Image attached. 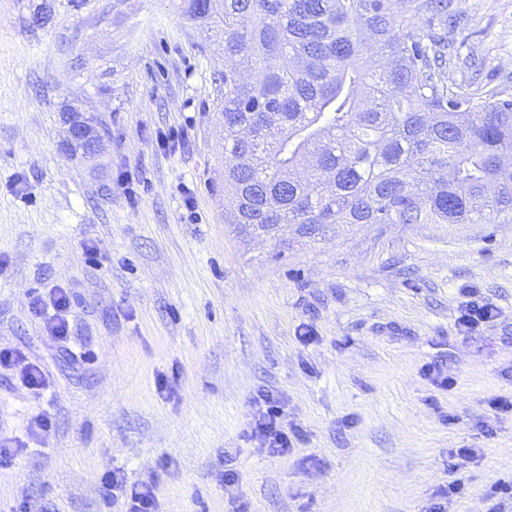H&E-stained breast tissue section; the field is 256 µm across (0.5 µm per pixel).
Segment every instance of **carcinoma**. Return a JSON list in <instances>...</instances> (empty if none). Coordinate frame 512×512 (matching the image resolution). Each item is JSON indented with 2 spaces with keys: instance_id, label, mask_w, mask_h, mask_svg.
<instances>
[{
  "instance_id": "carcinoma-1",
  "label": "carcinoma",
  "mask_w": 512,
  "mask_h": 512,
  "mask_svg": "<svg viewBox=\"0 0 512 512\" xmlns=\"http://www.w3.org/2000/svg\"><path fill=\"white\" fill-rule=\"evenodd\" d=\"M186 11L224 36V194L241 232L512 223V98L448 85V0Z\"/></svg>"
}]
</instances>
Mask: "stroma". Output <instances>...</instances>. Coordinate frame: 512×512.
<instances>
[{"label":"stroma","instance_id":"1","mask_svg":"<svg viewBox=\"0 0 512 512\" xmlns=\"http://www.w3.org/2000/svg\"><path fill=\"white\" fill-rule=\"evenodd\" d=\"M451 8L449 82L511 98L512 0ZM223 87L224 42L181 0H0V350L49 380L0 366V512H125L108 472L155 482L158 512H512V223L240 234ZM66 102L104 125L97 162L61 151ZM471 288L498 316L468 333ZM265 391L290 454L253 433ZM50 301L55 313L47 323V331L52 338L64 341L69 337V323L65 313L71 307L70 294L59 288L52 294Z\"/></svg>","mask_w":512,"mask_h":512}]
</instances>
